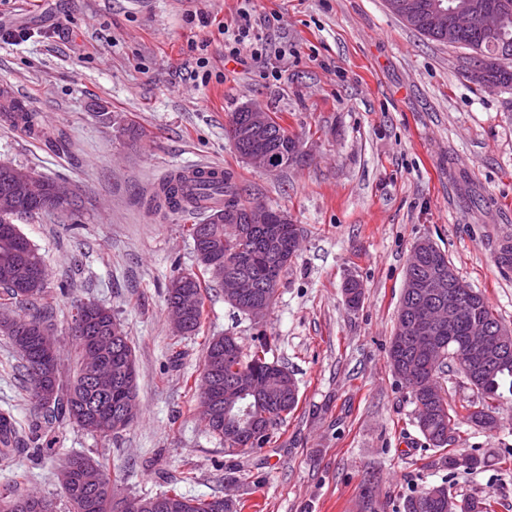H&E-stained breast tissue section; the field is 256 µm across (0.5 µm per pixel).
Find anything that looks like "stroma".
Listing matches in <instances>:
<instances>
[{"instance_id": "1", "label": "stroma", "mask_w": 512, "mask_h": 512, "mask_svg": "<svg viewBox=\"0 0 512 512\" xmlns=\"http://www.w3.org/2000/svg\"><path fill=\"white\" fill-rule=\"evenodd\" d=\"M244 12L266 63L224 60L220 29ZM202 14L206 82L188 48ZM19 27L28 39H0V85L66 147L0 122V163L66 181L83 200L75 229L53 215L20 226L51 280L71 285L51 326L61 373L72 375L77 358L72 302L111 308L136 357L138 417L115 438L53 430L44 456L0 458V487L26 475V489L67 512L59 463L83 453L106 461L131 497L174 484L258 512H357L369 485L385 512H403L407 495L444 482L512 512V396L500 399L494 430L458 428L456 456L484 466L442 467L387 356L408 260L425 238L512 330V270L496 263L512 233V89L472 84L463 50L408 27L385 0H0V28ZM246 102L302 141L300 162L271 174L241 158L225 129ZM202 162L223 164L246 198L287 212L301 239L262 320L232 308L213 281L203 334L176 345L166 287L197 259L183 217L154 214L146 200L168 172ZM351 279L363 287L355 308L343 293ZM260 333L270 359L294 374L299 404L259 453L240 456L209 432L186 384L201 378L206 338L230 334L247 350ZM19 363L0 335V412L27 433L36 418ZM187 463L195 480L175 484Z\"/></svg>"}]
</instances>
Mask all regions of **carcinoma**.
Wrapping results in <instances>:
<instances>
[{"label":"carcinoma","instance_id":"cac0c4a2","mask_svg":"<svg viewBox=\"0 0 512 512\" xmlns=\"http://www.w3.org/2000/svg\"><path fill=\"white\" fill-rule=\"evenodd\" d=\"M505 21L501 29L489 34L477 27L462 30L461 48L469 49L476 43L481 50L496 56L497 64L490 70L483 88H512V0H503ZM0 111L14 115V123L30 134L39 127L37 113L31 112L26 105L15 98L6 88H0ZM286 129L274 123L265 130L268 145L277 152L283 166L288 167L297 161L302 153V143L297 137L284 135ZM213 190L224 195L221 205L207 210L206 217L197 223L186 226V232L193 242L194 253L199 266L206 274H213L210 258L233 255L242 261V268L259 274L253 264L255 257L266 253L265 233L256 224L223 223L224 208L233 205L247 208L249 201L242 190L233 181L231 173H224L223 182L212 183ZM167 206L174 212L193 216L196 211V196L184 191V182H169L162 188ZM45 213L36 204L23 215H17L0 208V334L8 337L12 348L22 359V377L24 391L28 401L40 417L35 431L23 437L16 422L8 413H0V455L7 457L13 452L21 451V446H30L29 452L38 456L51 449L50 441H42V433L50 432L54 425L74 424L82 430L100 437H110L120 433L114 428L113 415L120 400V390L112 388L109 395L97 393L84 369L80 368L71 379H63L59 370V358H54L52 369L45 377L49 389H57V396L51 407L39 408L36 400L37 380L34 372V360L42 356V346L38 335L28 334L21 338L16 332L6 328L9 318L31 319L44 326L48 325L54 315L56 294L68 292L65 281L57 285L58 291L50 290L48 284L37 288H21L19 284L38 274L37 266L30 264L27 257L38 253V249L20 231L17 222L33 219ZM442 260L434 243L423 250L419 265L421 273L434 270V263ZM174 280L182 283L180 291L192 298L188 310L189 334L197 335L204 313L202 280L195 272L180 273ZM347 304L356 308L362 300V286L356 279L348 280L344 285ZM476 305H468L469 314L458 325L461 336L483 327L497 331L500 321L492 313L488 302L482 294H477ZM93 334L112 335V330L119 333V343L112 347L120 348L124 354L133 355L126 334L120 322L109 315L107 322L92 320L88 324ZM408 332L403 313H398L397 325L392 340L401 341L397 352L390 353V365L395 375L409 390L417 409V426L428 444L441 452L438 462L450 468L462 463L469 468H478L484 459L478 456H466L462 459L444 453L450 443L455 441L459 419L470 425H476L473 405L464 407L465 415L448 405V399L441 388L423 391L420 384L426 379H436L448 361H454L465 372L464 352L457 341H448V332L442 326L435 328L434 341L443 345L441 355L430 357L420 351L414 342L404 339ZM203 371L211 368L213 352L222 355V374L224 390L235 389L242 377L248 376L256 385V391L262 397L250 395L238 396L224 402V413L220 422L212 428V433L224 441L228 451L241 456H249L263 448L269 435L280 425L289 413L295 410L299 402L298 387L288 369L274 361H269L267 354L271 347L267 337L258 336L248 352H243L234 336H219L208 339L205 344ZM279 372L284 381L286 394H270L264 391L272 371ZM468 382L482 396L480 412L485 422L480 428L492 430L497 427L493 406L490 401L501 397V389L508 387L512 394V344L504 350L503 357L497 362H490L480 375ZM79 454L67 458L61 473H69V478L61 481L67 502L68 512H115L108 486L112 484L106 466L100 461H92L95 469L94 480H89L85 471L77 467ZM24 476H19L12 485L0 492V512H52V504L37 495L20 491ZM165 498L171 508L166 512H213L207 499L190 498L178 491L176 486L152 497L138 499V512H159L155 503ZM495 501L490 496H468L457 500L456 512H495ZM404 512H448V486L433 485L406 496L403 503Z\"/></svg>","mask_w":512,"mask_h":512}]
</instances>
